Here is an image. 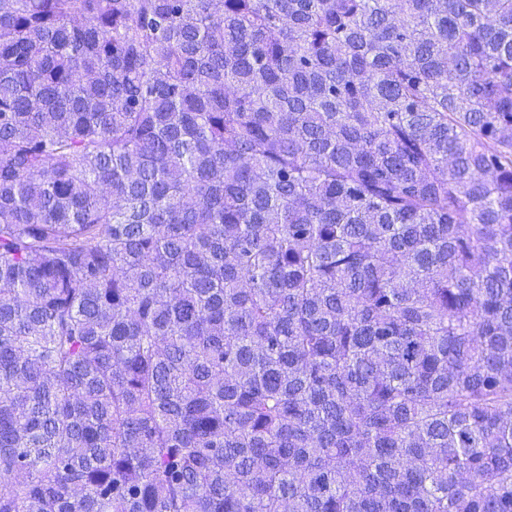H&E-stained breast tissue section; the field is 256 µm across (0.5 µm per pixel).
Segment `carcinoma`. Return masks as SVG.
I'll use <instances>...</instances> for the list:
<instances>
[{"instance_id":"1","label":"carcinoma","mask_w":512,"mask_h":512,"mask_svg":"<svg viewBox=\"0 0 512 512\" xmlns=\"http://www.w3.org/2000/svg\"><path fill=\"white\" fill-rule=\"evenodd\" d=\"M0 512H512V0H0Z\"/></svg>"}]
</instances>
